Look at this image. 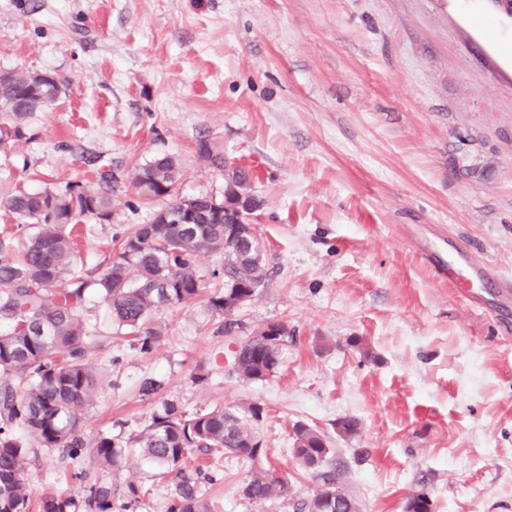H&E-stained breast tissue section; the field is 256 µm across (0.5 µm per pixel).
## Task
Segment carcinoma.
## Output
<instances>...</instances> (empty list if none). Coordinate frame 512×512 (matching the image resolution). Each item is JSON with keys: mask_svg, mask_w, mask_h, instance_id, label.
I'll list each match as a JSON object with an SVG mask.
<instances>
[{"mask_svg": "<svg viewBox=\"0 0 512 512\" xmlns=\"http://www.w3.org/2000/svg\"><path fill=\"white\" fill-rule=\"evenodd\" d=\"M32 73L5 72L0 80V152L27 139L29 122L44 92L57 88L46 82L31 84ZM84 182L61 190L0 193V209L26 224L21 234L0 237V512H30L26 471L30 459L44 448L61 449L77 467L74 476L86 474L89 459L112 468L122 455L119 439L106 433L87 443L80 433L81 412L97 394L98 376L87 354L97 344L95 330L85 321L82 307L87 294H99L112 321L150 352L161 333L152 323L160 308L194 300L202 287L196 266L202 252L224 255V283L209 303L224 314V330L234 325L233 300H249L264 279L263 255L240 259L249 253L246 241L224 238V226L239 221L227 208L215 216L210 196L177 198L158 210L149 224L135 225L120 241L112 264L105 270L82 274L74 269L71 232L73 220L88 216L99 224L112 223L110 190L116 177L110 170L94 169ZM180 176L178 160L156 158L132 175L140 198L173 196ZM226 188L250 189L248 173L236 167L225 170ZM289 334L278 341L257 333L239 343L231 362L233 374L251 381L265 379L279 366ZM140 455L154 463L156 477L171 478L174 493L166 512H213L189 469L194 451L219 462L233 455L256 462L264 448L256 434L236 412L222 407L188 413L173 403L153 414L151 423L133 441ZM332 449L318 432L299 425L292 455L304 468L320 471ZM324 484L298 512H359L358 503L336 486V478L323 474ZM243 496L257 504L290 493L288 480L269 473L250 478ZM123 512L112 495V485L95 482L77 496L44 497L39 512ZM406 512H433V503L421 490L412 494Z\"/></svg>", "mask_w": 512, "mask_h": 512, "instance_id": "obj_1", "label": "carcinoma"}]
</instances>
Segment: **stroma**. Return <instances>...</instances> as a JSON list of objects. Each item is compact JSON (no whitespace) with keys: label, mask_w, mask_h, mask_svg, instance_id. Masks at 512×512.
I'll return each mask as SVG.
<instances>
[{"label":"stroma","mask_w":512,"mask_h":512,"mask_svg":"<svg viewBox=\"0 0 512 512\" xmlns=\"http://www.w3.org/2000/svg\"><path fill=\"white\" fill-rule=\"evenodd\" d=\"M15 68L63 91L0 154V189H60L107 164L118 177L113 222L81 221L78 270L106 269L117 238L151 223L162 203L129 175L157 156L177 157V196L220 198L208 141L258 201L266 275L232 333L209 305L219 253L197 259V299L155 315L150 353L86 302L100 385L80 428L126 442L115 470L89 471L119 500L144 490L126 512H165L174 489L128 445L168 402L263 409L264 457L204 469L215 512H295L322 488L291 456L299 425L324 436L326 471L361 512H405L421 489L434 512H512V306L490 285L473 308L438 272L453 236L512 276V20L492 0H0V71ZM273 322L293 335L275 372L231 374L239 341ZM344 417L358 435L338 433ZM270 468L289 496L244 498ZM71 474L40 451L32 500L73 491Z\"/></svg>","instance_id":"35a3bbf8"}]
</instances>
